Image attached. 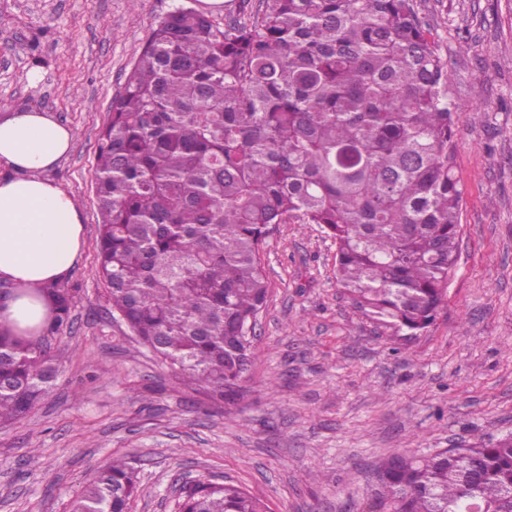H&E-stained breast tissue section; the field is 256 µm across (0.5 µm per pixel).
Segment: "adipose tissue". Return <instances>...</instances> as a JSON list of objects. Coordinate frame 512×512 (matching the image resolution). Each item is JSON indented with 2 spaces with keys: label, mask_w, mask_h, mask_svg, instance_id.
Here are the masks:
<instances>
[{
  "label": "adipose tissue",
  "mask_w": 512,
  "mask_h": 512,
  "mask_svg": "<svg viewBox=\"0 0 512 512\" xmlns=\"http://www.w3.org/2000/svg\"><path fill=\"white\" fill-rule=\"evenodd\" d=\"M73 139L50 113L0 114V282L12 289L0 325L18 335L39 334L49 313L44 288L68 277L81 251L78 205L48 176Z\"/></svg>",
  "instance_id": "adipose-tissue-1"
}]
</instances>
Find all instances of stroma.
I'll use <instances>...</instances> for the list:
<instances>
[{
	"instance_id": "stroma-1",
	"label": "stroma",
	"mask_w": 512,
	"mask_h": 512,
	"mask_svg": "<svg viewBox=\"0 0 512 512\" xmlns=\"http://www.w3.org/2000/svg\"><path fill=\"white\" fill-rule=\"evenodd\" d=\"M202 0H0V114L36 108L74 129L50 173L76 200L83 247L73 327L52 340L50 394L0 426V512H69L112 457L138 472L129 512H179L193 480H232L271 512H371L376 469L512 434V0H415L464 111L457 267L434 323L392 336L337 284L320 226L278 225L267 304L238 405H213L109 314L95 163L112 98L153 27Z\"/></svg>"
}]
</instances>
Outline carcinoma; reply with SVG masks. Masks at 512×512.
<instances>
[{
	"label": "carcinoma",
	"instance_id": "cac0c4a2",
	"mask_svg": "<svg viewBox=\"0 0 512 512\" xmlns=\"http://www.w3.org/2000/svg\"><path fill=\"white\" fill-rule=\"evenodd\" d=\"M414 0H260L220 25L165 16L136 61L96 156L100 269L110 313L216 404L253 361L268 297L266 240L290 219L336 244V281L370 320L414 336L458 260L462 111ZM36 338L0 328V425L53 386L47 355L76 288L45 289ZM377 512H512V436L384 461ZM134 467L105 464L70 512H128ZM180 512H269L232 483L199 482Z\"/></svg>",
	"mask_w": 512,
	"mask_h": 512
}]
</instances>
